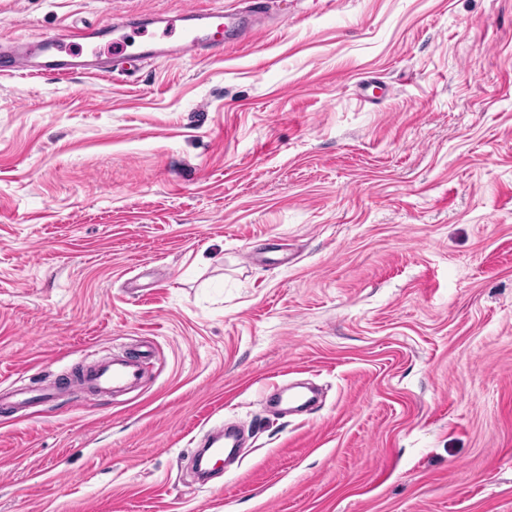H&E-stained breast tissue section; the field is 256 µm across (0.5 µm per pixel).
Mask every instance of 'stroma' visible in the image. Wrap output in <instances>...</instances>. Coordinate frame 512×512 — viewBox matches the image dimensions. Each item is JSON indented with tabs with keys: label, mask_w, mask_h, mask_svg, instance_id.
Instances as JSON below:
<instances>
[{
	"label": "stroma",
	"mask_w": 512,
	"mask_h": 512,
	"mask_svg": "<svg viewBox=\"0 0 512 512\" xmlns=\"http://www.w3.org/2000/svg\"><path fill=\"white\" fill-rule=\"evenodd\" d=\"M234 0H0V37ZM196 61L0 73V512H512V0H272ZM322 391L302 416L263 397ZM250 440L220 478L213 425ZM150 350H144L135 358H111L90 366L84 372L79 385L88 394L110 396L136 386L144 377L146 360Z\"/></svg>",
	"instance_id": "obj_1"
}]
</instances>
